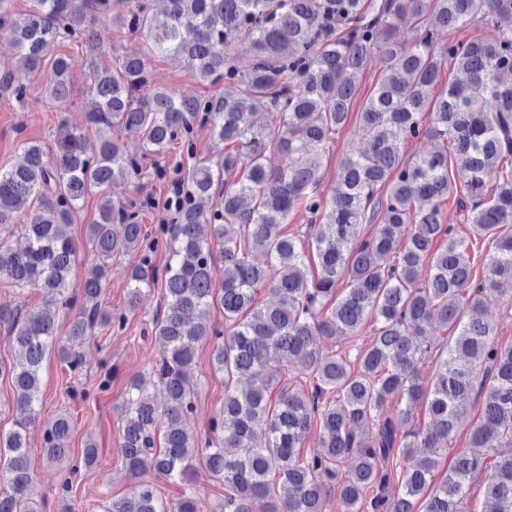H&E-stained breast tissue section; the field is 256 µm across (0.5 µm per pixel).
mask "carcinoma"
<instances>
[{
    "mask_svg": "<svg viewBox=\"0 0 512 512\" xmlns=\"http://www.w3.org/2000/svg\"><path fill=\"white\" fill-rule=\"evenodd\" d=\"M166 2L167 21L158 26L150 0H31L23 12L15 0H0V37L22 61L0 69V93L19 103L46 69L47 97L71 103L69 58L52 47L95 38L101 18L150 40L110 68L92 67L87 91L97 107L84 129L60 125L52 159L27 142L22 164L0 168V226L33 211L20 227L22 244H0V277L56 295L52 306L0 308L18 350L0 374L10 376L19 412L16 429L0 435V512H38L25 431L35 420L42 363L55 353L79 374L85 360L74 342L96 328L123 330L125 316L103 299L112 256L129 252L139 254L127 274L130 305L143 287L161 284L153 326L160 361L131 383L121 426V457L138 483L104 512H202L190 479L199 456L224 482L222 512H253L258 501L264 512H325L333 498L339 512H463L481 473L483 512H512V457L487 466L495 448L512 445V343L496 339L486 310L496 287L512 284V0ZM489 18L498 27L494 41L458 36ZM405 23L417 32L410 43L394 37ZM237 39L252 52L248 71L236 64ZM152 53L182 60L200 82L224 85V95L149 90ZM375 59L384 74L357 113L368 149L343 159L324 194L321 159ZM445 70L466 80L436 95ZM260 105L280 115L278 126L267 124ZM196 124L211 126L224 158L176 165L177 223L151 232L141 224L147 203L116 205L108 193L115 177L142 174L116 131L137 135L147 154L178 144L193 158ZM429 138L443 149L404 155L405 144ZM269 152L283 157L280 168L267 166ZM93 188L101 203L86 241L95 262L71 294L78 251L71 226ZM449 201L469 228L464 236L445 223ZM296 213L307 224L292 235L282 224ZM363 224L374 228L360 238ZM477 240L484 251L474 250ZM162 242L168 259L160 268L153 254ZM261 288L271 295L266 304L257 301ZM213 309L224 327L209 321ZM63 311L73 314L68 344L58 336ZM430 327L446 332L437 349L426 344ZM366 329L367 343L350 356L343 341ZM209 336L224 406L201 441L185 421L194 409L196 344ZM317 336L334 348L317 349ZM156 384L161 404L150 393ZM477 405L469 450L431 486ZM420 409L431 419L424 428L414 422ZM71 430L65 413L47 423L49 458L66 457ZM311 433L318 451L306 455ZM98 456L88 439L80 463L89 470ZM148 472L180 481V501L164 502L141 480Z\"/></svg>",
    "mask_w": 512,
    "mask_h": 512,
    "instance_id": "1",
    "label": "carcinoma"
}]
</instances>
